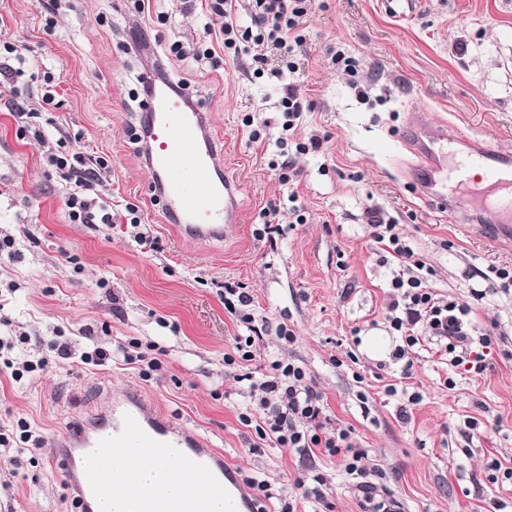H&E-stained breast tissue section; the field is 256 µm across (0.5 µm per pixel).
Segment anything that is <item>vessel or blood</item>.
Instances as JSON below:
<instances>
[{
	"instance_id": "1",
	"label": "vessel or blood",
	"mask_w": 512,
	"mask_h": 512,
	"mask_svg": "<svg viewBox=\"0 0 512 512\" xmlns=\"http://www.w3.org/2000/svg\"><path fill=\"white\" fill-rule=\"evenodd\" d=\"M146 166L152 171L154 197L166 220L202 241H220L229 225L239 223L238 186L218 179L220 153L207 115L182 94L155 88L141 127ZM404 143L417 157L410 179L432 209L460 215L466 222L490 216L500 233H512V152L493 148L483 137L471 138L460 170L478 169L473 193L449 198L441 178L450 160L448 140L433 122L419 119ZM52 459L62 469L75 512H97L113 485L142 512H204L207 503L224 498L240 485L235 469L206 438L189 432L157 412L142 394L112 397L106 410L89 409L54 437ZM180 451L181 463L196 474L180 498L153 502L138 476L142 458L157 462Z\"/></svg>"
}]
</instances>
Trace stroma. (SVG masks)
I'll use <instances>...</instances> for the list:
<instances>
[{
    "label": "stroma",
    "instance_id": "obj_1",
    "mask_svg": "<svg viewBox=\"0 0 512 512\" xmlns=\"http://www.w3.org/2000/svg\"><path fill=\"white\" fill-rule=\"evenodd\" d=\"M205 0H75L45 25L42 0H0V49L30 46L18 95L50 123L44 131L66 148L107 159L105 199L112 222L100 230L70 223L66 186L44 149L22 135L8 96L0 97V232L18 236L15 258L0 256V336L15 337L0 357L50 358L48 368L15 381L0 374V421H27L44 441L87 407H104L113 391L132 389L191 432L205 436L242 476L265 479L278 512L295 495L301 465L276 443L248 446L253 430L238 416L250 406L224 374V354L240 330L224 309L225 281L250 288L263 339L257 360H294L322 392L329 428L348 427L379 486L401 512H512V481L492 479L491 460L512 467V290L471 301L469 272L512 268V242L495 225L458 224L428 206L406 178L416 162L400 138L427 114L449 138L478 133L512 151V0H320L308 18L295 75L308 106L296 141L323 139L320 150L294 154L298 178L286 186L270 168L275 147L249 142L244 116L281 135L279 90L252 75L249 56L225 57L222 69L200 73L175 62L157 82H183L224 153L225 175L240 186L242 219L223 242L180 240L150 203L151 177L132 140L141 124L138 78L148 64L133 46L145 34L157 50L175 39L203 36ZM342 50L357 61L356 76L331 62ZM52 84H45V77ZM55 100L45 104L44 86ZM296 191L306 217L282 216L275 242L253 231L260 208ZM136 206L151 225L157 250H140L126 217ZM379 208L399 224L419 258L433 269L436 292L472 303L477 323L494 337L492 369L476 376L450 365L429 344L416 346L414 374L401 378L392 358H370L362 339L387 336L391 268L366 224ZM287 324L297 340L274 335ZM106 342L155 343L161 368L150 377L126 365L76 372L51 359L53 334L89 350L83 329ZM420 400L408 421L398 408ZM334 512H363L341 457L321 456ZM0 512H72L64 475L47 450H0Z\"/></svg>",
    "mask_w": 512,
    "mask_h": 512
}]
</instances>
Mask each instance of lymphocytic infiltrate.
Wrapping results in <instances>:
<instances>
[{"label":"lymphocytic infiltrate","mask_w":512,"mask_h":512,"mask_svg":"<svg viewBox=\"0 0 512 512\" xmlns=\"http://www.w3.org/2000/svg\"><path fill=\"white\" fill-rule=\"evenodd\" d=\"M313 10V0H209L203 31L224 39V52L251 55L252 74L268 76L280 85V109L283 135L277 138L280 159L274 168L283 184L293 182L297 171L286 149L287 132L300 120L304 104L291 80L299 68L298 53L305 43L303 27ZM247 13L249 25H241L240 13ZM275 51L277 67H269L268 51ZM49 162L70 186L64 204L71 223L98 226L112 221L103 201V173L107 161L81 153H49ZM373 229L372 239L379 250L394 258L389 286L392 299L388 305L391 328L399 332L403 344L397 347L394 361L400 362L404 377L413 374L414 361L409 350L428 340L453 366L466 367L480 375L490 369L488 356L493 347L490 334L474 323L469 303L456 297L434 293L429 285V270L413 248L400 235L395 224L386 222L379 212H367ZM244 380L258 387L262 396L255 413L240 414L238 420L253 427L259 439H272L283 448L311 458L316 450L344 458V471L353 479L354 488L366 512H400L396 500L382 496L370 481L364 463L365 453L355 448L351 431L339 428L325 432L323 396L303 367L272 360L260 372H247Z\"/></svg>","instance_id":"lymphocytic-infiltrate-1"}]
</instances>
